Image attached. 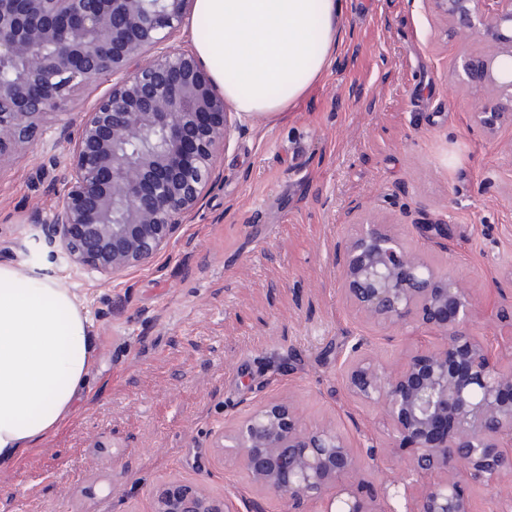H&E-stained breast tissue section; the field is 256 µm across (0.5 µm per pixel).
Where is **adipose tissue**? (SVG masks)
Segmentation results:
<instances>
[{"instance_id": "adipose-tissue-1", "label": "adipose tissue", "mask_w": 512, "mask_h": 512, "mask_svg": "<svg viewBox=\"0 0 512 512\" xmlns=\"http://www.w3.org/2000/svg\"><path fill=\"white\" fill-rule=\"evenodd\" d=\"M341 0H194L195 51L238 112L273 116L324 73ZM87 310L50 278L0 262V467L55 434L89 390Z\"/></svg>"}]
</instances>
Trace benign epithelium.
<instances>
[{"mask_svg":"<svg viewBox=\"0 0 512 512\" xmlns=\"http://www.w3.org/2000/svg\"><path fill=\"white\" fill-rule=\"evenodd\" d=\"M192 0H0V158L36 139L76 91L110 80L76 138L61 125L68 176L52 217L33 213L45 244L107 280L171 245L216 179L231 131L224 95L193 51L169 45ZM462 34L489 48L461 58L460 80L512 97V0H437ZM342 296L385 330L412 328L437 343L394 366L351 346L347 393L376 411L387 434L356 448L333 426H308L273 400L250 411L221 447L258 490L321 512H473L479 489L512 512V356L471 333L469 289L411 250L391 224L358 225L338 244ZM406 453L382 501L366 465ZM153 512H234L198 484L162 483Z\"/></svg>","mask_w":512,"mask_h":512,"instance_id":"obj_1","label":"benign epithelium"}]
</instances>
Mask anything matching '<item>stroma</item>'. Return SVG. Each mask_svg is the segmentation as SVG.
<instances>
[{
    "label": "stroma",
    "instance_id": "35a3bbf8",
    "mask_svg": "<svg viewBox=\"0 0 512 512\" xmlns=\"http://www.w3.org/2000/svg\"><path fill=\"white\" fill-rule=\"evenodd\" d=\"M341 27L324 75L275 117L242 118L199 210L120 279L76 272L36 239L31 213L50 217L67 176L57 125L0 166V261L69 288L98 341L89 397L0 467V512H152L166 482L287 512L218 447L275 399L384 444L376 412L345 390L343 354L361 339L393 364L425 340L344 303L337 244L362 222L394 225L469 288L474 334L512 348L496 318L512 306V122L478 120L512 100L458 77L462 51L486 40L460 35L436 0H344ZM426 224L447 225L446 248Z\"/></svg>",
    "mask_w": 512,
    "mask_h": 512
}]
</instances>
